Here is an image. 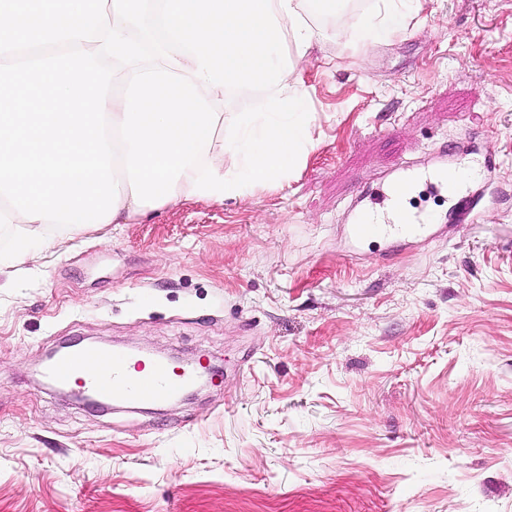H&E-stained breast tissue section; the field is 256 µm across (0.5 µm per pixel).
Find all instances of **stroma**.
<instances>
[{"label": "stroma", "mask_w": 512, "mask_h": 512, "mask_svg": "<svg viewBox=\"0 0 512 512\" xmlns=\"http://www.w3.org/2000/svg\"><path fill=\"white\" fill-rule=\"evenodd\" d=\"M305 162L240 200L0 263V512H512V0H420L371 52L299 60ZM486 207L414 246L342 233L360 190L448 145ZM78 341L211 378L106 409L43 381Z\"/></svg>", "instance_id": "stroma-1"}]
</instances>
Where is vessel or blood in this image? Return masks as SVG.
<instances>
[{
	"label": "vessel or blood",
	"mask_w": 512,
	"mask_h": 512,
	"mask_svg": "<svg viewBox=\"0 0 512 512\" xmlns=\"http://www.w3.org/2000/svg\"><path fill=\"white\" fill-rule=\"evenodd\" d=\"M446 168L418 179L414 163H405L400 174L363 195L360 204L348 210L344 227L353 245L381 239L389 243L420 240L432 227L425 224L421 213L408 212L407 223H377L381 207L395 201L410 200L417 189L428 193L451 192L454 198L453 220L459 224L474 220L481 209L483 197L472 187L450 189ZM50 381L57 385H76L81 393L96 399L118 404H140L158 397L174 398L193 382V372L171 368L169 364L146 358H134L119 351L98 346L67 349L55 354L48 368Z\"/></svg>",
	"instance_id": "vessel-or-blood-1"
}]
</instances>
